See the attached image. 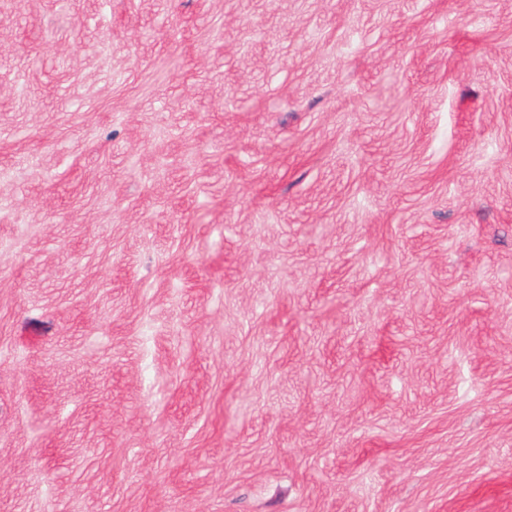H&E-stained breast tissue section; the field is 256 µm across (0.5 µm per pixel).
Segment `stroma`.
I'll list each match as a JSON object with an SVG mask.
<instances>
[{
	"label": "stroma",
	"mask_w": 512,
	"mask_h": 512,
	"mask_svg": "<svg viewBox=\"0 0 512 512\" xmlns=\"http://www.w3.org/2000/svg\"><path fill=\"white\" fill-rule=\"evenodd\" d=\"M0 512H512V0H0Z\"/></svg>",
	"instance_id": "1"
}]
</instances>
